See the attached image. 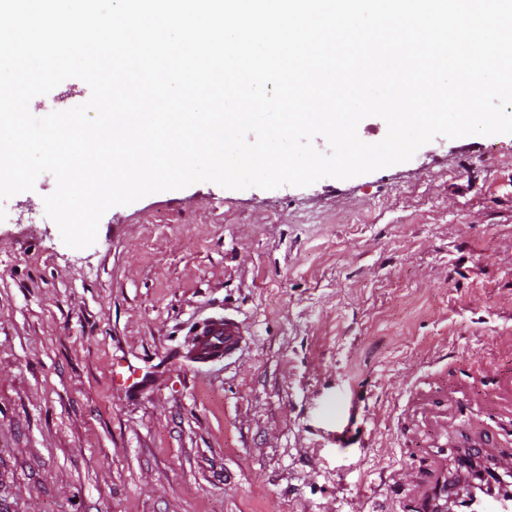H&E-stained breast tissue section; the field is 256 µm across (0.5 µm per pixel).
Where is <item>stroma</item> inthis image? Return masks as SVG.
<instances>
[{
	"label": "stroma",
	"mask_w": 512,
	"mask_h": 512,
	"mask_svg": "<svg viewBox=\"0 0 512 512\" xmlns=\"http://www.w3.org/2000/svg\"><path fill=\"white\" fill-rule=\"evenodd\" d=\"M69 79L31 100L83 103ZM0 202V512H396L447 421L512 449V135L311 186L200 182L64 244ZM248 337L198 364L201 323Z\"/></svg>",
	"instance_id": "35a3bbf8"
}]
</instances>
